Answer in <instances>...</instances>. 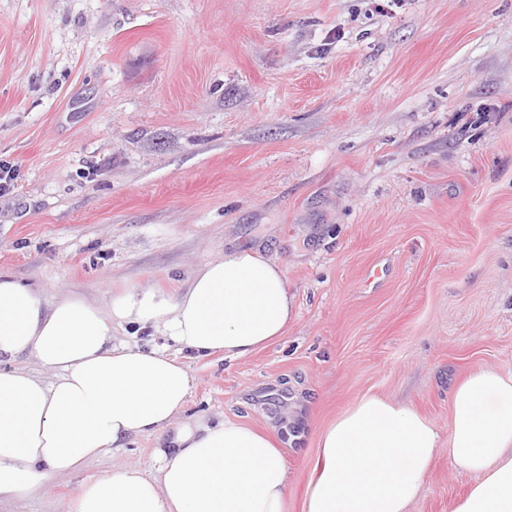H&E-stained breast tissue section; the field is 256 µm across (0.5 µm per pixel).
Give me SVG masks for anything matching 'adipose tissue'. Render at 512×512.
Here are the masks:
<instances>
[{
    "label": "adipose tissue",
    "instance_id": "obj_1",
    "mask_svg": "<svg viewBox=\"0 0 512 512\" xmlns=\"http://www.w3.org/2000/svg\"><path fill=\"white\" fill-rule=\"evenodd\" d=\"M294 314L284 268L253 251L203 264L174 299L131 289L109 311L46 300L0 274V500L41 491L132 436L158 435L159 466L90 480L71 512H284L288 472L272 438L234 422H177L192 385L166 353L116 347L113 326L152 328L201 355L243 357L282 336ZM28 353L54 381L11 361ZM447 433L373 393L317 439L303 512H410L440 449L474 475L450 512H512V374L483 368L451 391Z\"/></svg>",
    "mask_w": 512,
    "mask_h": 512
}]
</instances>
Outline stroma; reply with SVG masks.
Returning <instances> with one entry per match:
<instances>
[{
    "label": "stroma",
    "mask_w": 512,
    "mask_h": 512,
    "mask_svg": "<svg viewBox=\"0 0 512 512\" xmlns=\"http://www.w3.org/2000/svg\"><path fill=\"white\" fill-rule=\"evenodd\" d=\"M0 273L108 308L176 297L211 258L286 271L294 316L255 353L175 356L178 421L271 434L302 512L317 432L364 393L440 433L470 371L512 373V0H0ZM384 269L372 282V269ZM142 434L0 512H70ZM434 459L411 512L472 483Z\"/></svg>",
    "instance_id": "obj_1"
}]
</instances>
